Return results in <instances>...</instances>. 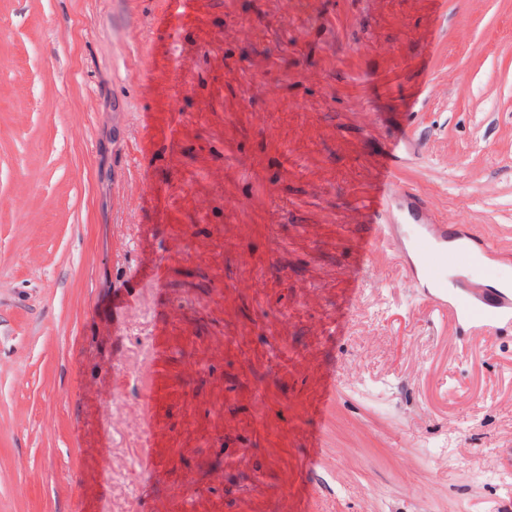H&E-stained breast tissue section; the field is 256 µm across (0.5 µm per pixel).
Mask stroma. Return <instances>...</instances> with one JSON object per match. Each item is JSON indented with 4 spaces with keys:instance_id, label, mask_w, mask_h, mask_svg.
Instances as JSON below:
<instances>
[{
    "instance_id": "stroma-1",
    "label": "stroma",
    "mask_w": 512,
    "mask_h": 512,
    "mask_svg": "<svg viewBox=\"0 0 512 512\" xmlns=\"http://www.w3.org/2000/svg\"><path fill=\"white\" fill-rule=\"evenodd\" d=\"M512 0H0V512H512ZM427 209L419 199H413L407 217L415 224L414 256L416 262L404 263V268L431 288L430 296L438 304L449 309L457 323L474 325L486 330H499L512 326V289L500 288L510 284L509 279L497 283L493 290H475L471 284L459 281L448 297V269L476 267L481 278L495 280L496 271L482 262L494 252L488 243L448 247V237L453 236L451 224H420L429 222ZM397 227L398 226L396 225L379 224L378 228L380 231L377 234L370 235L362 242L363 254L365 255L368 253L370 255L379 242L392 243L398 248L400 253H403V251L399 248L400 238L396 233Z\"/></svg>"
}]
</instances>
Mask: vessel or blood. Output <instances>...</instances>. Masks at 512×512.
<instances>
[{
  "instance_id": "vessel-or-blood-1",
  "label": "vessel or blood",
  "mask_w": 512,
  "mask_h": 512,
  "mask_svg": "<svg viewBox=\"0 0 512 512\" xmlns=\"http://www.w3.org/2000/svg\"><path fill=\"white\" fill-rule=\"evenodd\" d=\"M408 216L415 223V259L405 265L408 274L426 283L431 298L448 308L457 322L495 331L512 326V289L477 290L462 281L453 288L448 285L449 270L457 268L476 267L482 279H495V269L483 263L493 246L477 242L449 246L452 225L429 223L420 199L412 200Z\"/></svg>"
}]
</instances>
